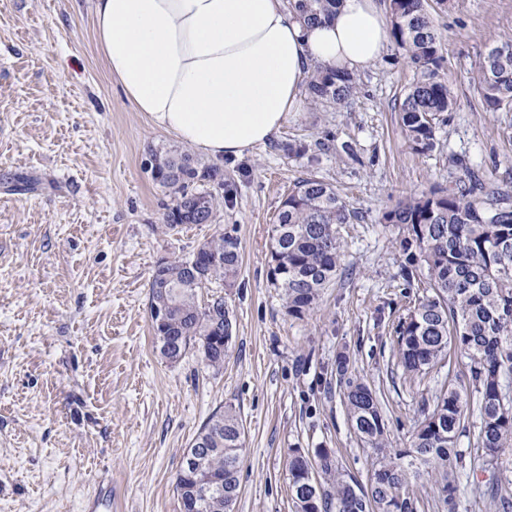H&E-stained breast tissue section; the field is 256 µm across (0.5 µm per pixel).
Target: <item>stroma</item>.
<instances>
[{"label": "stroma", "instance_id": "stroma-1", "mask_svg": "<svg viewBox=\"0 0 512 512\" xmlns=\"http://www.w3.org/2000/svg\"><path fill=\"white\" fill-rule=\"evenodd\" d=\"M94 0H0V512H180L174 479L208 418L233 407L245 441L235 512H294L292 448L332 449L342 472L367 481L374 454L354 433L336 358L381 394L391 447H409L441 382L470 393L456 351L410 381L396 328L422 294L399 273L396 229L381 222L400 197L448 187L456 159L512 186V112L485 111L472 76L487 47L512 37V0H455L433 10L456 105L438 146L413 150L398 122L414 70L396 43L356 74L349 104L291 113L266 145L221 160L233 203L215 223L166 229L170 199L151 177L172 135L134 111L95 38ZM320 144L317 161L284 144ZM35 191L20 192L18 178ZM317 177L359 218L343 225L342 271L318 307L288 316L268 277V229L288 191ZM235 229L242 264L224 299L235 318L224 367L197 351L166 361L156 347L149 279L164 258H187L217 229ZM457 447L472 465L456 512H486L478 486L504 469Z\"/></svg>", "mask_w": 512, "mask_h": 512}]
</instances>
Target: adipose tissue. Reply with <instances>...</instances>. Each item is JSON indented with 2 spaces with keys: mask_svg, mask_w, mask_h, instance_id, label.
Instances as JSON below:
<instances>
[{
  "mask_svg": "<svg viewBox=\"0 0 512 512\" xmlns=\"http://www.w3.org/2000/svg\"><path fill=\"white\" fill-rule=\"evenodd\" d=\"M97 43L135 111L198 152L239 157L302 109L306 73H355L385 53L377 0L308 22L287 0H96Z\"/></svg>",
  "mask_w": 512,
  "mask_h": 512,
  "instance_id": "adipose-tissue-1",
  "label": "adipose tissue"
}]
</instances>
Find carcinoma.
Wrapping results in <instances>:
<instances>
[{"label": "carcinoma", "mask_w": 512, "mask_h": 512, "mask_svg": "<svg viewBox=\"0 0 512 512\" xmlns=\"http://www.w3.org/2000/svg\"><path fill=\"white\" fill-rule=\"evenodd\" d=\"M338 0H289L309 21L329 16ZM428 0H387L391 35L415 69L413 82L399 106L400 125L412 148L427 153L436 148V129L453 110L454 96L444 71L442 39L428 9ZM488 112H512V38L494 42L472 77ZM309 103L342 105L358 93L354 76L322 68L305 79ZM153 179L172 199L163 221L174 229L185 224H211L224 197L204 189L213 182L224 188V171L206 165L179 146L153 153ZM358 219L336 188L306 178L282 202L270 226V283L284 301L286 313L300 318L313 310L322 291L342 266L340 228ZM381 223L398 229L404 257L401 276L423 279V295L398 325L397 354L404 374L416 380L431 373L447 357L448 347L467 360L473 410L478 417L477 452L496 465L512 449V191L463 170L454 185L406 196L385 211ZM209 246L219 261L203 256L167 261L153 269L150 305L165 306L168 315L152 324L156 342L173 339L178 351L195 349L209 368H224L226 330L233 327L224 296L213 293L199 300L208 285H235L241 266L240 241L234 231L212 236ZM336 371L344 382V399L351 426L376 455L367 483L342 473L333 453L317 448L305 459L288 454V486L295 512H419L421 475H436L433 499L453 512L465 457L456 448L466 429L467 399L441 384L432 404L405 449L387 447V425L375 392L347 376L346 359ZM207 424L219 429L218 439L204 446L199 469L222 482L218 496L200 499L196 512H234L240 493L241 452L245 429L233 408L214 412ZM196 469L182 461L174 491L181 512H188ZM486 506L512 512V499L491 484Z\"/></svg>", "instance_id": "cac0c4a2"}]
</instances>
